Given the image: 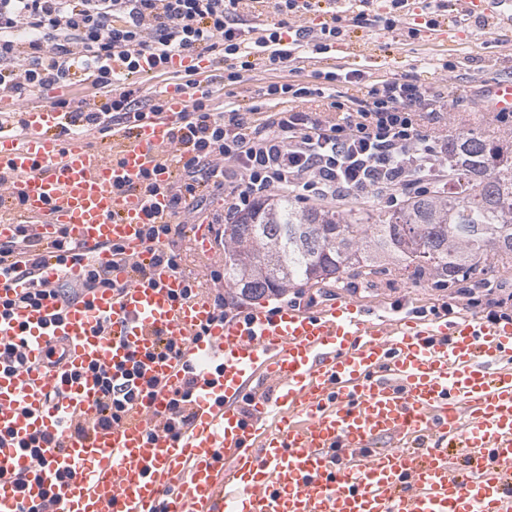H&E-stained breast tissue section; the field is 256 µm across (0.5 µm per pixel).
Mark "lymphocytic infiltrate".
<instances>
[{"instance_id":"1","label":"lymphocytic infiltrate","mask_w":512,"mask_h":512,"mask_svg":"<svg viewBox=\"0 0 512 512\" xmlns=\"http://www.w3.org/2000/svg\"><path fill=\"white\" fill-rule=\"evenodd\" d=\"M242 5L243 0H0V97L31 101L76 74H91L85 90L98 99V112L58 99V108L77 117L60 134L104 135L163 109L160 95L129 81L142 60L163 77L174 55L195 52L222 64L223 81L232 86L255 65L278 72L303 55L329 53L355 27L389 33L402 22L412 38L422 29L409 0H361V11L352 16L337 10L334 0H273L277 20L259 31L244 23ZM322 11L329 18L316 26L291 24L294 17ZM116 55L125 60L119 72L110 66ZM314 78L307 85L270 83L245 107L228 102L216 109L210 92L192 99L169 141L181 164L179 180L166 187L174 221L143 230L158 261L181 271L180 217L220 224L225 215L246 213L276 191L302 204L354 195L379 196L394 205L404 190L426 189L430 178L447 171V140L422 127L425 117L436 114V91L396 75L371 83L364 98H346L336 86L363 81L361 71L336 67ZM315 97L328 98L333 117L297 108V101ZM220 191L226 213H205L208 198ZM18 232L17 240L0 243L1 319L18 317L48 297L69 303L112 287L108 269L84 261L62 238L58 250L83 263L84 275L70 287L51 286L36 271L39 254L26 225ZM19 255L30 281L21 290L12 265ZM92 372L104 403L94 425L108 430L137 397L113 384L110 366L96 365Z\"/></svg>"}]
</instances>
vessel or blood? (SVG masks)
<instances>
[{"label": "vessel or blood", "instance_id": "obj_1", "mask_svg": "<svg viewBox=\"0 0 512 512\" xmlns=\"http://www.w3.org/2000/svg\"><path fill=\"white\" fill-rule=\"evenodd\" d=\"M454 7L512 30V0ZM167 101L132 136L98 150L62 141L66 118L52 107L27 112L24 135L0 130V176L22 199L20 221L43 248L47 278L82 273L59 260L63 229L118 284L0 320V338L25 335L32 363L0 372V434L53 431L66 414L98 417L99 387L84 368L127 366L135 351L147 357L139 377L122 383L143 402L112 430L66 436L62 453L42 464L0 447V465L29 480L23 495L0 480V512L40 500L46 487L53 512H512V323L474 314L386 319L345 299L215 319L205 296L182 297L186 279L154 264L140 235L168 213L165 195L139 187L143 171L164 185L177 168L162 149L189 95L172 87ZM485 105L512 112V79L495 83ZM168 332L183 339L181 352L157 357ZM54 343L66 357L48 370L42 360ZM190 371L192 424L173 432L163 426L169 400ZM56 390L54 404L47 396ZM65 465L83 477L51 486Z\"/></svg>", "mask_w": 512, "mask_h": 512}]
</instances>
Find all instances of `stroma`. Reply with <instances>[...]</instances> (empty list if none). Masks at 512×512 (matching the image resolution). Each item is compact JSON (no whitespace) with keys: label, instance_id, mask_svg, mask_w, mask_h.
I'll return each instance as SVG.
<instances>
[{"label":"stroma","instance_id":"obj_1","mask_svg":"<svg viewBox=\"0 0 512 512\" xmlns=\"http://www.w3.org/2000/svg\"><path fill=\"white\" fill-rule=\"evenodd\" d=\"M461 27L462 37L450 46L423 44L409 37L398 42L391 35L374 29L357 28L344 44L338 45L332 57L300 59L281 72L255 67L244 73L241 82L231 90L220 91L216 101L221 104L232 96L247 103L270 82L285 80L305 84L311 82L314 71L332 66L364 71L367 81L403 74L433 87L440 81L441 64L449 62L456 67L455 80L444 90V102L452 113L449 133L474 131L494 141L512 144V126L497 127L489 123L481 103L482 92L488 84L512 78V43L497 30L476 28L468 20L463 21ZM317 290L322 293V302L344 296L386 318L421 314L458 292L457 287L438 285L428 278L413 280L406 271L379 276L371 284L346 276L318 288L311 284L302 288L307 296Z\"/></svg>","mask_w":512,"mask_h":512}]
</instances>
